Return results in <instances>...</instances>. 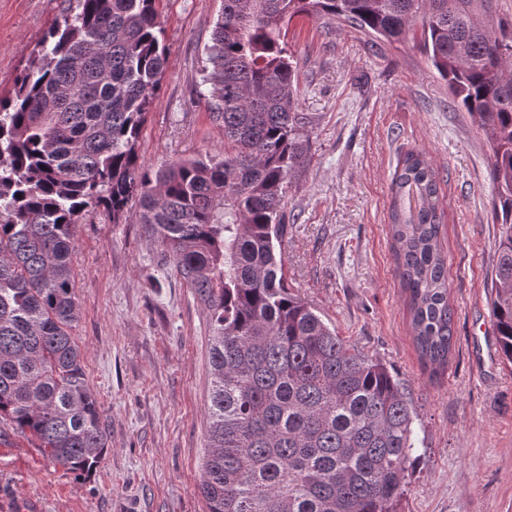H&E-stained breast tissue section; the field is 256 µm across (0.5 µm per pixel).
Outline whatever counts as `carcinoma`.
<instances>
[{
    "mask_svg": "<svg viewBox=\"0 0 512 512\" xmlns=\"http://www.w3.org/2000/svg\"><path fill=\"white\" fill-rule=\"evenodd\" d=\"M162 0H77L0 95V419L67 471L97 470L108 434L71 336L77 224L134 203L150 240L208 311L207 512H396L413 457L399 380L288 289L287 189L312 159L285 37L295 17L419 47L491 151L501 225L491 316L512 363V15L496 0H224L202 84L224 155L157 169L139 137L165 73ZM390 233L419 356L453 347L439 175L409 150L392 175Z\"/></svg>",
    "mask_w": 512,
    "mask_h": 512,
    "instance_id": "cac0c4a2",
    "label": "carcinoma"
}]
</instances>
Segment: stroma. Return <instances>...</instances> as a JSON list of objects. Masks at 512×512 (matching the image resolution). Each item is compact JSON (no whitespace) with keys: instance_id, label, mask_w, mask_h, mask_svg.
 Returning a JSON list of instances; mask_svg holds the SVG:
<instances>
[{"instance_id":"35a3bbf8","label":"stroma","mask_w":512,"mask_h":512,"mask_svg":"<svg viewBox=\"0 0 512 512\" xmlns=\"http://www.w3.org/2000/svg\"><path fill=\"white\" fill-rule=\"evenodd\" d=\"M76 0H0V92ZM222 0H163L168 59L142 129L157 168L224 152V128L196 86ZM294 20L285 39L299 109L313 114V159L287 193L285 273L338 336L385 364L414 407L417 462L397 512H512V365L490 316L500 227L489 146L417 47ZM439 171L453 349L431 376L419 360L389 230L390 183L406 151ZM72 330L103 410L109 446L94 475L55 465L38 440L0 421V512H206L200 493L209 319L172 256L136 217L78 224Z\"/></svg>"}]
</instances>
